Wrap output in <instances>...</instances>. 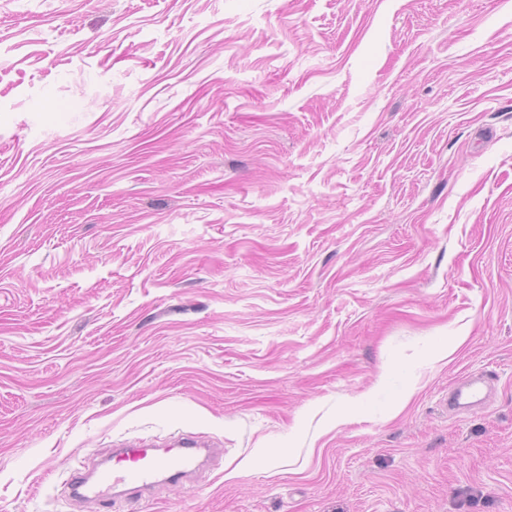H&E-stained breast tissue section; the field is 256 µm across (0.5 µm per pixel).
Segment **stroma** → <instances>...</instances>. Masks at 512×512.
<instances>
[{
	"label": "stroma",
	"instance_id": "obj_1",
	"mask_svg": "<svg viewBox=\"0 0 512 512\" xmlns=\"http://www.w3.org/2000/svg\"><path fill=\"white\" fill-rule=\"evenodd\" d=\"M0 512H512V0H0ZM150 448H122L113 451L112 459L130 462L129 467H114L102 462L92 470L74 469L68 481L70 495L83 500L107 499L116 502L130 489L148 490L158 484H180L204 465L212 448L193 436L183 437L170 454H149Z\"/></svg>",
	"mask_w": 512,
	"mask_h": 512
}]
</instances>
